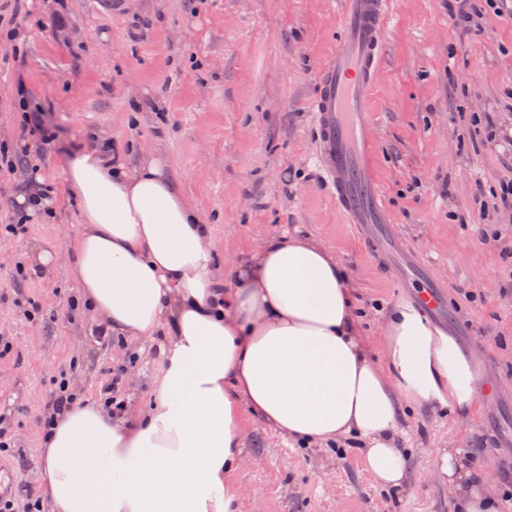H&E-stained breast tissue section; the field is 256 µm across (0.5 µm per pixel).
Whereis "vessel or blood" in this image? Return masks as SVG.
I'll return each mask as SVG.
<instances>
[{"instance_id": "b4317fda", "label": "vessel or blood", "mask_w": 512, "mask_h": 512, "mask_svg": "<svg viewBox=\"0 0 512 512\" xmlns=\"http://www.w3.org/2000/svg\"><path fill=\"white\" fill-rule=\"evenodd\" d=\"M392 0H343L340 37L316 75L311 104L323 180L357 238L380 265L396 271L403 299L436 323H444V284L413 252L388 219L374 172L369 93L379 70Z\"/></svg>"}]
</instances>
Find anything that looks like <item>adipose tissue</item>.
Segmentation results:
<instances>
[{
    "instance_id": "ef3b65f1",
    "label": "adipose tissue",
    "mask_w": 512,
    "mask_h": 512,
    "mask_svg": "<svg viewBox=\"0 0 512 512\" xmlns=\"http://www.w3.org/2000/svg\"><path fill=\"white\" fill-rule=\"evenodd\" d=\"M67 182L79 200L81 299L109 332L170 339L146 404L115 417L78 401L45 429L48 512H235L249 415L302 445L357 440L366 470L396 489L402 403L475 414L469 361L415 308L392 311L372 355L342 267L315 238L263 240L221 292L211 227L161 158L128 166L102 145L69 160ZM437 454L457 512H496L463 449Z\"/></svg>"
}]
</instances>
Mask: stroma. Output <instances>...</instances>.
<instances>
[{"mask_svg": "<svg viewBox=\"0 0 512 512\" xmlns=\"http://www.w3.org/2000/svg\"><path fill=\"white\" fill-rule=\"evenodd\" d=\"M370 92L379 189L409 245L448 286L446 332L479 385L496 395L475 418L425 407L404 413L397 441L407 477L381 490L355 446L285 442L249 419L236 473L238 512H451L436 479L439 448L464 449L512 512V0H470L474 25L457 27L448 0H394ZM342 0H0V145H26L28 163L0 168V473L25 512L39 499L44 414L59 382L82 398L114 391L144 403L161 340L99 336L70 275L79 209L66 182L70 155L103 132L165 160L186 200L213 226L218 278L255 244L284 232L318 239L343 266L360 328L380 351L385 313L399 305L394 271L378 266L345 224L314 160L315 76L340 30ZM42 112L48 138L29 133L19 97ZM39 166L52 220L13 223L14 199ZM41 242L57 264L32 272ZM120 379H113L115 369Z\"/></svg>", "mask_w": 512, "mask_h": 512, "instance_id": "35a3bbf8", "label": "stroma"}]
</instances>
